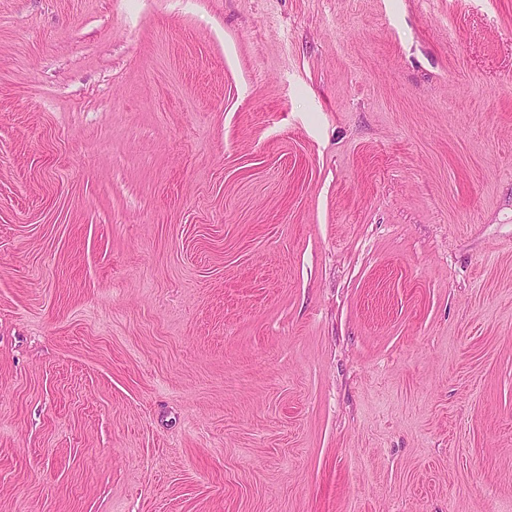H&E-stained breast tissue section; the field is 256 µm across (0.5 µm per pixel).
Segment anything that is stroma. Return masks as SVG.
<instances>
[{"label":"stroma","mask_w":512,"mask_h":512,"mask_svg":"<svg viewBox=\"0 0 512 512\" xmlns=\"http://www.w3.org/2000/svg\"><path fill=\"white\" fill-rule=\"evenodd\" d=\"M0 512H512V0H0Z\"/></svg>","instance_id":"obj_1"}]
</instances>
